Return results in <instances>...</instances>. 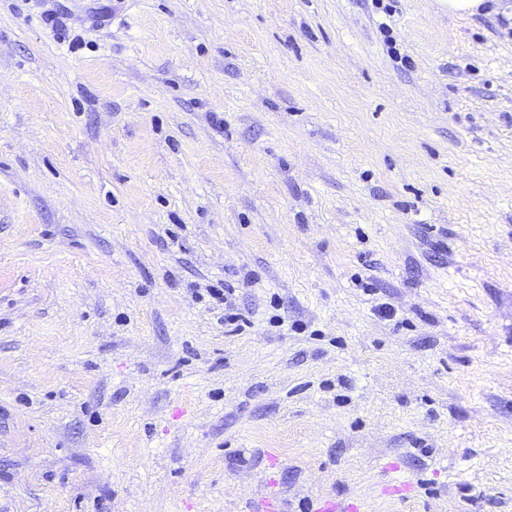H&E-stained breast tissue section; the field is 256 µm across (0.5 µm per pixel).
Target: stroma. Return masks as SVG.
I'll use <instances>...</instances> for the list:
<instances>
[{
	"mask_svg": "<svg viewBox=\"0 0 512 512\" xmlns=\"http://www.w3.org/2000/svg\"><path fill=\"white\" fill-rule=\"evenodd\" d=\"M264 497L512 512V0H0V512Z\"/></svg>",
	"mask_w": 512,
	"mask_h": 512,
	"instance_id": "1",
	"label": "stroma"
}]
</instances>
